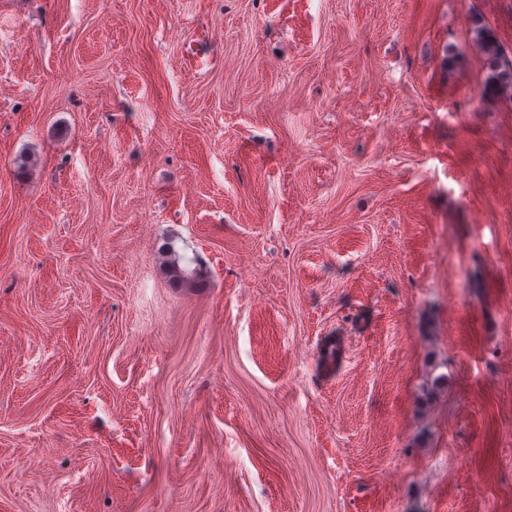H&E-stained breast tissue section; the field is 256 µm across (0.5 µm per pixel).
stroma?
I'll list each match as a JSON object with an SVG mask.
<instances>
[{"label": "stroma", "mask_w": 512, "mask_h": 512, "mask_svg": "<svg viewBox=\"0 0 512 512\" xmlns=\"http://www.w3.org/2000/svg\"><path fill=\"white\" fill-rule=\"evenodd\" d=\"M476 16L0 0V512H512ZM162 252L165 254L166 260L165 273L169 282L175 287H183L186 284L199 283L201 278V270L196 269L187 270L180 266V261L183 259L175 249L173 242H166L162 246Z\"/></svg>", "instance_id": "1"}]
</instances>
